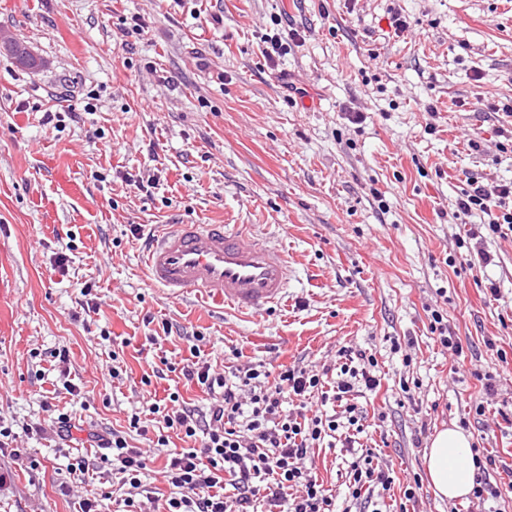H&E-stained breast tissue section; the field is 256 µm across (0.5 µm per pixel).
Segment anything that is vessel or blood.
<instances>
[{"instance_id":"obj_1","label":"vessel or blood","mask_w":512,"mask_h":512,"mask_svg":"<svg viewBox=\"0 0 512 512\" xmlns=\"http://www.w3.org/2000/svg\"><path fill=\"white\" fill-rule=\"evenodd\" d=\"M146 255L149 282L169 299L195 293L255 315L284 300L292 275L285 252L237 224L159 225Z\"/></svg>"}]
</instances>
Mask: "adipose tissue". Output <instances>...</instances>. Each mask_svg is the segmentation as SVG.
I'll return each instance as SVG.
<instances>
[{
  "label": "adipose tissue",
  "mask_w": 512,
  "mask_h": 512,
  "mask_svg": "<svg viewBox=\"0 0 512 512\" xmlns=\"http://www.w3.org/2000/svg\"><path fill=\"white\" fill-rule=\"evenodd\" d=\"M425 466L437 496L456 499L468 495L475 475L470 435L455 427L438 431L425 454Z\"/></svg>",
  "instance_id": "1"
}]
</instances>
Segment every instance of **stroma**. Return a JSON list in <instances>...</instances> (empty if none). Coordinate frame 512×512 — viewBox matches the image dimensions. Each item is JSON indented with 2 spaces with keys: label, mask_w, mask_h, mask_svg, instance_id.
Masks as SVG:
<instances>
[{
  "label": "stroma",
  "mask_w": 512,
  "mask_h": 512,
  "mask_svg": "<svg viewBox=\"0 0 512 512\" xmlns=\"http://www.w3.org/2000/svg\"><path fill=\"white\" fill-rule=\"evenodd\" d=\"M394 9L410 24L399 35ZM0 31L38 62L22 68L0 45V420L18 429L52 404L77 426L70 448L47 434L0 450V512H116L88 432L127 430L142 376L189 358L197 335L217 370L233 347L309 369L344 345L372 351L382 387L361 399L360 442L389 468L392 499L467 512L427 484L403 491L426 474L424 444L479 404L469 434L512 458V233L485 235L498 257L485 271L452 218L467 179L512 181V0H0ZM284 73L300 94L287 97ZM60 171L79 193H59ZM186 223L245 224L285 250V300L258 315L170 301L130 228ZM432 308L462 355L431 334ZM62 347L65 377L51 360ZM403 378L420 383L413 400ZM351 459L322 447L308 462L343 510Z\"/></svg>",
  "instance_id": "obj_1"
}]
</instances>
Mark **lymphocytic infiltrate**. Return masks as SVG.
Here are the masks:
<instances>
[{"label": "lymphocytic infiltrate", "mask_w": 512, "mask_h": 512, "mask_svg": "<svg viewBox=\"0 0 512 512\" xmlns=\"http://www.w3.org/2000/svg\"><path fill=\"white\" fill-rule=\"evenodd\" d=\"M484 216L482 227H470L465 236L481 240L483 231L500 233L512 229V182L485 184L468 181L456 201L453 219L463 222L473 212ZM190 361L161 358L151 385L164 373L180 374L206 396V408L181 398L179 392L165 398L148 396L141 412L132 413L129 428L147 435L142 417H151L164 427L155 445L167 448L169 432L200 440L197 448L169 451L162 474L171 489L163 512H338L336 500L305 466L314 448L326 438L343 433V445L354 448L364 431L366 414L357 398L363 391L381 385L375 355L362 348L338 349L334 364L319 370L301 366L273 365L257 361L239 363L222 373L201 360L200 344H192ZM320 398L339 404L342 416L309 414L307 402ZM102 462L112 467V476L125 490L123 512H144L152 491L141 476L147 468L142 451L130 447L124 431L92 433ZM475 470L469 512H485L489 500L501 497L499 472L512 474V463L498 459L486 449L471 451ZM393 478L374 462L371 449L356 453L349 464L347 492L359 503L377 492L390 490Z\"/></svg>", "instance_id": "obj_1"}]
</instances>
